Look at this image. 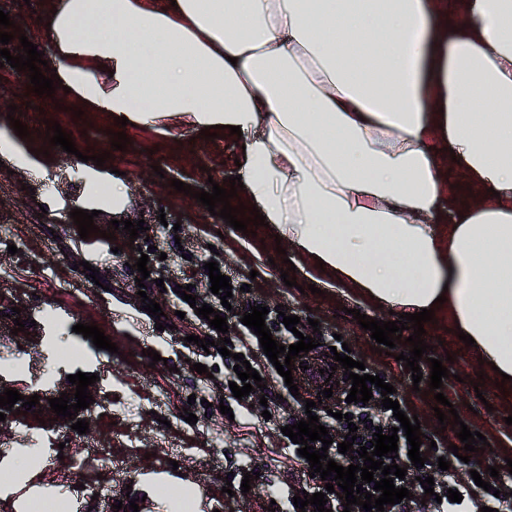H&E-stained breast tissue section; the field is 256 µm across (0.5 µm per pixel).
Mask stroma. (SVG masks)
Masks as SVG:
<instances>
[{"mask_svg": "<svg viewBox=\"0 0 512 512\" xmlns=\"http://www.w3.org/2000/svg\"><path fill=\"white\" fill-rule=\"evenodd\" d=\"M25 72L0 68V130L10 131L9 106H17L29 137L20 139L23 151L38 150V168L10 161L0 162V379L24 390L46 386L57 371L95 373L100 377L101 403L89 422V431L78 434L70 422L37 428L13 423L0 431V472L12 470L21 449L36 447L43 456L37 469H26L20 479L0 482V512H28L33 498L55 493L75 502V512H130V499H139V512H170L163 487L190 489L191 512H299L294 496L313 490L315 483L288 450L282 429L290 418L304 414L305 400L315 391L300 386L302 401L278 398L277 387L250 393L247 400L228 398L224 381L234 360L218 351H204L189 342V335L205 336L193 314L183 313L174 288L191 285L205 297L206 262L216 260L238 291L237 308L255 300L282 306L298 316L304 334H311V320H318L321 339L340 334L352 352L371 366L382 369L391 356L374 352L370 332L360 328L354 309L383 321L388 311L362 306L349 292L331 288L329 274H316L312 263L295 248L286 254L275 251L270 228L257 227L246 236L211 215L195 198L176 192L172 180L193 189L207 179L229 180L241 174L242 141L220 133L205 139L195 128L184 126L162 136L134 123L117 124L108 112L70 111L71 100L63 89L54 96L29 92ZM58 122L71 135L76 153L63 152L46 138L48 122ZM125 132V150H112L114 133ZM106 154L105 169L124 174L128 187L122 212L102 205L94 223L107 229L111 219L144 220L145 237L130 240L116 230L119 252L104 250L93 265L100 282L79 270L88 250L70 216L72 209L86 208L81 186L87 174L85 157ZM16 254H9V246ZM148 248L154 280L138 287L134 264L141 248ZM294 263L297 284L285 286L281 272ZM259 279H251L250 271ZM163 286H156V279ZM316 293H308V285ZM160 304L163 314L143 311L142 296ZM18 318L31 321L29 332L14 333L12 308ZM65 307L71 320L51 326L48 318ZM94 324L116 343L117 353L96 348L91 339L73 332L76 323ZM164 330H156V323ZM425 341L432 359L453 356L449 378L443 387L470 430L483 434L490 447L473 452L460 464L458 477L469 481L477 465H500L512 458V384H498L492 372H481L479 354L466 347L448 326L447 309H439L425 323ZM75 358L59 360L62 350ZM158 352L162 360L151 363L144 350ZM194 363L206 365L207 373L191 371ZM482 375L480 388L470 376ZM395 380L411 413L417 414L420 430L438 449L456 442L455 430L438 436L437 404L428 395L427 382L413 383L411 370L398 368ZM231 407L232 416L220 406ZM189 411L198 418L189 424L181 416ZM253 473L249 493L241 482ZM109 488L108 498L98 495Z\"/></svg>", "mask_w": 512, "mask_h": 512, "instance_id": "stroma-1", "label": "stroma"}]
</instances>
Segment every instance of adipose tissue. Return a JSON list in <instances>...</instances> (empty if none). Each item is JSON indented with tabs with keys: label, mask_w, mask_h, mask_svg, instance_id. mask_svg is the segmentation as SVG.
Returning <instances> with one entry per match:
<instances>
[{
	"label": "adipose tissue",
	"mask_w": 512,
	"mask_h": 512,
	"mask_svg": "<svg viewBox=\"0 0 512 512\" xmlns=\"http://www.w3.org/2000/svg\"><path fill=\"white\" fill-rule=\"evenodd\" d=\"M44 19L72 100L164 134L240 127V196L334 288L411 314L445 296L512 376V0H53Z\"/></svg>",
	"instance_id": "obj_1"
}]
</instances>
